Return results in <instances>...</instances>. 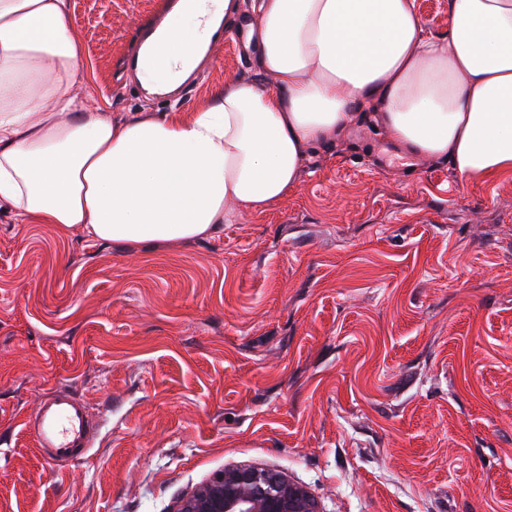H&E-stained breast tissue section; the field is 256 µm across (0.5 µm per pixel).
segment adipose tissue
Returning <instances> with one entry per match:
<instances>
[{"label": "adipose tissue", "mask_w": 512, "mask_h": 512, "mask_svg": "<svg viewBox=\"0 0 512 512\" xmlns=\"http://www.w3.org/2000/svg\"><path fill=\"white\" fill-rule=\"evenodd\" d=\"M243 0H187L140 78L199 61L214 18ZM253 41L274 87L235 79L211 101L122 120L89 110L67 0H0V204L17 223L93 240L170 245L215 236L298 183L310 147L376 115L406 151L466 181L512 176V0H448L427 33L417 0H258Z\"/></svg>", "instance_id": "ef3b65f1"}]
</instances>
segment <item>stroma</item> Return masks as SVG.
Instances as JSON below:
<instances>
[{
	"label": "stroma",
	"mask_w": 512,
	"mask_h": 512,
	"mask_svg": "<svg viewBox=\"0 0 512 512\" xmlns=\"http://www.w3.org/2000/svg\"><path fill=\"white\" fill-rule=\"evenodd\" d=\"M164 2L69 0L89 108L174 104L121 74ZM236 77L275 85L229 35L176 104ZM61 386L98 439L59 468L25 422ZM233 466L322 512H512V177L361 119L208 239L112 245L0 207V512H167Z\"/></svg>",
	"instance_id": "35a3bbf8"
}]
</instances>
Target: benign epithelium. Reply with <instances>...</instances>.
I'll list each match as a JSON object with an SVG mask.
<instances>
[{"label": "benign epithelium", "mask_w": 512, "mask_h": 512, "mask_svg": "<svg viewBox=\"0 0 512 512\" xmlns=\"http://www.w3.org/2000/svg\"><path fill=\"white\" fill-rule=\"evenodd\" d=\"M169 512H321L302 486L281 472L231 467L216 472L190 493L177 498Z\"/></svg>", "instance_id": "7a95c632"}]
</instances>
